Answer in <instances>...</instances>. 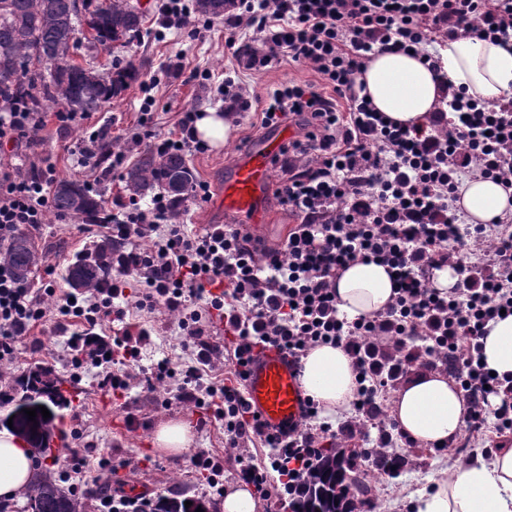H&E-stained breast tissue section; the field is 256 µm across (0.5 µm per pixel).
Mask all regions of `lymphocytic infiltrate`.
Wrapping results in <instances>:
<instances>
[{
    "mask_svg": "<svg viewBox=\"0 0 512 512\" xmlns=\"http://www.w3.org/2000/svg\"><path fill=\"white\" fill-rule=\"evenodd\" d=\"M192 0H162L158 23L192 40L211 25L195 18ZM224 50L234 62L225 71L224 113L240 120L257 111L260 123H291L304 137L283 147L273 164L280 171L275 196L298 219L283 244L257 249L236 224H211L199 233L179 222L184 207L164 194L147 206L116 199V212L85 225L84 233L109 238L118 249L112 272L80 298L55 288H34L0 265V370L12 369L33 325L46 320L79 322L70 337L74 377L94 372L101 390L123 396L133 378L146 329L125 320L129 306L176 314L185 362L157 361L142 381L147 389L177 379L168 404L215 406L224 422L226 447L238 449L235 474L263 498L271 477L302 494L318 464L328 426L284 437L265 433L244 400V381L255 348L276 345L296 358L330 344L352 358L360 375L356 409L367 420L380 413L379 394L422 358L447 363L450 376L471 404L467 439L487 428L512 434V378L481 362L480 339L500 313L512 315V225L467 224L457 205L464 177L480 175L512 188V105H490L450 89L427 123L403 127L388 121L361 93L357 77L369 53L414 51L425 62L436 36L475 37L512 50V0H226ZM308 68L294 79L258 90L241 71H260L282 61ZM158 77L142 82L138 129L113 147L107 129L92 132L79 151L80 166L96 182L123 168L134 146L157 152L204 151L195 132L197 112H182L176 133L155 134ZM43 115L18 99L0 100V249L43 224L51 209L53 167L30 154L40 141ZM152 238L150 248L141 239ZM488 242L477 260L462 263L468 239ZM356 261H372L394 274L395 297L385 313L348 319L336 306V279ZM451 267L457 282L442 293L435 270ZM137 281L128 293L129 281ZM54 305H45V297ZM222 320L229 341L218 345L213 320ZM120 323L112 340L97 336L103 324ZM228 369L227 378L202 385L203 372ZM270 449L269 462L241 454L244 443Z\"/></svg>",
    "mask_w": 512,
    "mask_h": 512,
    "instance_id": "1",
    "label": "lymphocytic infiltrate"
}]
</instances>
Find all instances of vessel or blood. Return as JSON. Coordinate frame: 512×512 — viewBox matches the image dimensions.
I'll list each match as a JSON object with an SVG mask.
<instances>
[{
	"label": "vessel or blood",
	"instance_id": "b4317fda",
	"mask_svg": "<svg viewBox=\"0 0 512 512\" xmlns=\"http://www.w3.org/2000/svg\"><path fill=\"white\" fill-rule=\"evenodd\" d=\"M292 137V130L283 127L239 150L209 201L215 222L233 224L243 218L247 233L270 232L266 218L273 186L271 162ZM245 400L267 432L284 435L299 429L307 403L294 356L275 345L255 349L247 367Z\"/></svg>",
	"mask_w": 512,
	"mask_h": 512
}]
</instances>
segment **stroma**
<instances>
[{"label": "stroma", "mask_w": 512, "mask_h": 512, "mask_svg": "<svg viewBox=\"0 0 512 512\" xmlns=\"http://www.w3.org/2000/svg\"><path fill=\"white\" fill-rule=\"evenodd\" d=\"M136 3L146 15L140 40L128 46L115 43L107 53L90 51L86 43L81 42L74 51L75 62L83 66L97 68L112 60L123 65L128 63L137 70L138 78L99 111L86 115L68 130H58L54 119H47L44 141L36 147L35 153L44 164L54 168L56 176H80L76 151L86 129L107 127L112 138L122 142L134 133L143 97L139 80L149 74H160L170 61L182 60L187 70H208L212 78L204 85L188 79L187 75L162 78L153 90L157 100L154 118L157 134L175 132L184 108L194 106L202 111L213 109L219 112L224 109L217 91L224 80V68L229 63L224 52L223 19H215L213 31L204 40L191 41L173 29L159 31L160 0H136ZM262 133L255 117L249 115L237 125L229 146L210 147L202 153L188 154L187 163L195 180L216 186L228 174L240 145ZM77 225L74 219L66 222L51 219L38 229L28 230L27 235L37 253L31 283L38 286L49 281L58 292L68 291L65 281L68 268L93 244L92 238L80 233ZM128 320L143 325L150 333L148 344L142 348L140 368H150L167 356H181L174 315L159 310L146 316L133 309ZM73 331V326L60 327L50 321L35 326L30 335L41 341V350L23 351L16 367L0 377V419L13 409L16 398L22 394L20 382L34 367L51 369L63 383L68 402L55 410V423L59 429L54 439L56 451L53 457L39 458L38 474L59 477L67 468L72 453L86 446L90 449L86 467L87 492H94L104 484L111 486L113 494L129 497H154L172 492L182 498L203 500L209 512H222L219 493L208 487L204 474L191 469L189 459L201 450L226 458L223 422L215 419L205 428H198L200 409L190 405L165 408L162 404L165 394L160 389L151 393L136 387L127 396L117 397L98 388L94 373L73 380L66 358V343ZM130 415L137 419V428L127 426L126 418ZM170 420L182 421L190 429L192 443L185 454L167 455L152 444L155 430ZM387 454L397 458V471L387 472L372 463L366 466V478L375 490L374 500L380 512H410L411 493L428 488L439 471L459 458L452 447L437 452L425 447L408 448L400 442L388 448ZM103 456L116 462L128 461L129 466L118 473H110L99 464Z\"/></svg>", "instance_id": "stroma-1"}]
</instances>
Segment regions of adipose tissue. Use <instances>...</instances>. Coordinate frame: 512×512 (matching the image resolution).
<instances>
[{
  "label": "adipose tissue",
  "mask_w": 512,
  "mask_h": 512,
  "mask_svg": "<svg viewBox=\"0 0 512 512\" xmlns=\"http://www.w3.org/2000/svg\"><path fill=\"white\" fill-rule=\"evenodd\" d=\"M440 71L404 52L373 55L358 75L374 107L401 123L424 120L448 87L461 88L485 102L512 96V54L491 41L455 38L438 48ZM460 206L471 223L488 224L512 215V194L496 181L480 176L466 180ZM337 307L349 318L384 312L394 297L386 267L355 263L336 280ZM483 361L498 376L512 377V316L486 326ZM301 382L323 415L347 409L357 390L351 358L339 347L321 345L302 360ZM469 412L462 389L447 373L422 370L398 390L388 413L417 445L444 446L458 440ZM33 473V455L10 430H0V497L26 489ZM417 512H512V448H503L492 460L474 454L439 473L431 492L415 499Z\"/></svg>",
  "instance_id": "adipose-tissue-1"
}]
</instances>
